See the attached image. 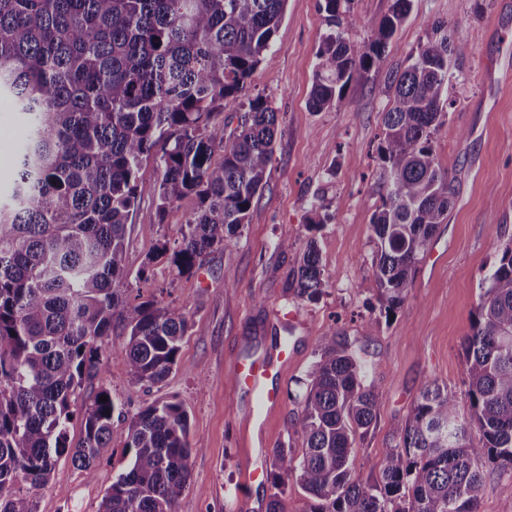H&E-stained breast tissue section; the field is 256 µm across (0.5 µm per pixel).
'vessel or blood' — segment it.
<instances>
[{"label": "vessel or blood", "instance_id": "b4317fda", "mask_svg": "<svg viewBox=\"0 0 512 512\" xmlns=\"http://www.w3.org/2000/svg\"><path fill=\"white\" fill-rule=\"evenodd\" d=\"M292 351L281 347L277 352L256 358H240L233 365L236 383L254 399L251 409L253 415L259 416L270 412L281 401L278 380L287 367Z\"/></svg>", "mask_w": 512, "mask_h": 512}]
</instances>
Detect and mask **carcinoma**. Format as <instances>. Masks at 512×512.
Listing matches in <instances>:
<instances>
[{"mask_svg": "<svg viewBox=\"0 0 512 512\" xmlns=\"http://www.w3.org/2000/svg\"><path fill=\"white\" fill-rule=\"evenodd\" d=\"M285 2L0 0V96L30 127L0 197V512H37L33 491L47 484L61 455L95 470L120 407L101 388L73 448L71 397L102 371L113 318L129 329L133 382L158 387L176 365L184 308L124 297L129 216L146 193L161 223L172 206L195 198L178 247L160 249L179 276L241 234L267 186L279 115L256 96L233 132L218 116L224 100L245 95ZM320 2L327 30L310 94L316 112L340 103L354 74L380 63L412 7L394 0L361 45L342 28L353 0ZM429 27L427 41L390 75L383 116L372 229L387 315L407 298L452 202V179L436 162L431 135L445 116L451 68L469 47L456 20ZM150 159L162 170L153 186L139 176ZM485 282L462 344L469 416L459 414L456 393L426 383L396 445L383 450L379 475L365 480L354 447L381 399L367 382L368 363L328 329L304 382L301 452L272 450L267 512H283L281 497L294 483L309 512H477L486 467L512 480V240ZM325 285L310 240L290 287L313 300ZM188 436L178 402L159 400L132 416L129 460L99 512H177L191 455L202 450Z\"/></svg>", "mask_w": 512, "mask_h": 512, "instance_id": "1", "label": "carcinoma"}]
</instances>
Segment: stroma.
<instances>
[{"label":"stroma","instance_id":"stroma-1","mask_svg":"<svg viewBox=\"0 0 512 512\" xmlns=\"http://www.w3.org/2000/svg\"><path fill=\"white\" fill-rule=\"evenodd\" d=\"M393 2L354 0L343 17L350 40L367 42L368 21L388 15ZM445 18L458 22L471 48L450 71L445 95L453 105L432 137L436 160L452 179L453 204L417 265L406 300L385 317L373 274L371 220L381 204L377 148L389 103L386 88L390 74L403 69L425 41L429 22ZM325 31L319 0H287L272 47L250 80L249 95L265 98L279 123L268 185L234 243L206 254L193 274L178 276L154 252L160 243L180 241L194 199L175 204L162 220L147 195L131 214L127 287L182 306L188 329L176 366L161 387L148 389L130 379L124 360L129 330L113 320L102 372L72 397L77 414L68 429L71 444L81 440L80 413L100 388L111 390L123 412L112 418V438L93 477L70 457H58L37 494L38 512H99L127 462L131 417L165 399L182 404L190 441L203 444L191 456L192 480L178 512L266 506L270 483L250 482L245 470L255 456L270 459L278 445L301 450L298 397L332 326L342 343L369 362L381 398L368 434L355 447L363 474L378 473L383 450L394 446L425 382L459 393V412L468 414L461 341L471 331L482 280L498 263L499 244L512 240V0H413L379 65L355 76L339 104L315 112L308 100ZM26 134L21 113L1 98L0 175L14 168ZM286 236L294 246L283 250L278 242ZM311 239L327 285L317 300L307 301L286 285ZM147 264L154 276L146 283L141 271ZM283 342L293 350L281 377L287 396L275 410L253 418L251 397L235 384L231 365L240 357L272 353Z\"/></svg>","mask_w":512,"mask_h":512}]
</instances>
